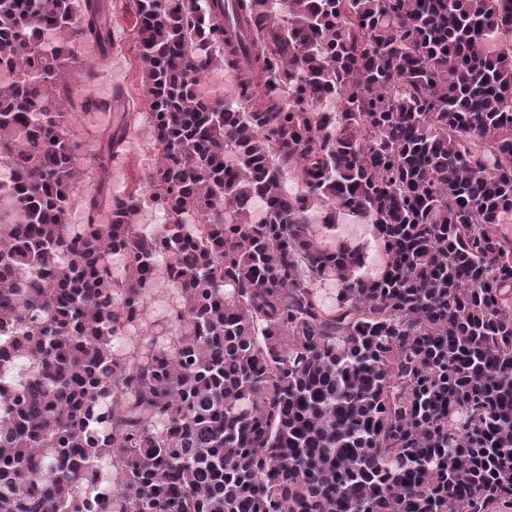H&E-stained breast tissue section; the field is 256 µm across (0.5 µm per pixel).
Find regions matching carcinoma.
Returning <instances> with one entry per match:
<instances>
[{
  "label": "carcinoma",
  "mask_w": 512,
  "mask_h": 512,
  "mask_svg": "<svg viewBox=\"0 0 512 512\" xmlns=\"http://www.w3.org/2000/svg\"><path fill=\"white\" fill-rule=\"evenodd\" d=\"M213 2L130 0L158 158L118 197L128 127L62 75L105 65L106 7L0 0V512L511 509L512 0ZM316 205L373 225L378 276ZM161 279L179 333L113 356ZM224 65L217 63L215 67L207 73L203 83L200 86V93L203 97L212 102H221L224 105H235L234 95L231 91L232 78Z\"/></svg>",
  "instance_id": "1"
}]
</instances>
